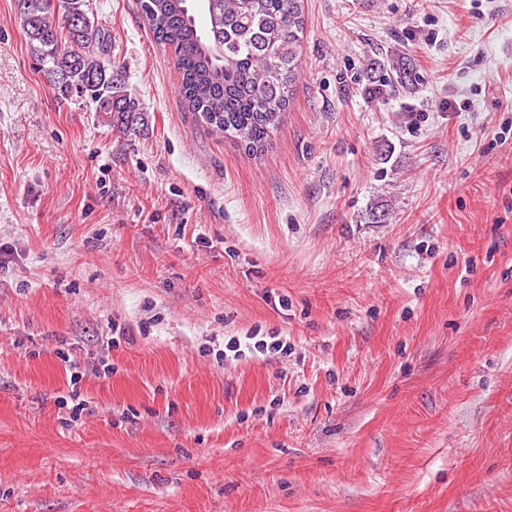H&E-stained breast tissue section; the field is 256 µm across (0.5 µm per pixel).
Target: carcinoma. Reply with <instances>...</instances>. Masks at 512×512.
Masks as SVG:
<instances>
[{
	"mask_svg": "<svg viewBox=\"0 0 512 512\" xmlns=\"http://www.w3.org/2000/svg\"><path fill=\"white\" fill-rule=\"evenodd\" d=\"M198 31L188 0H139L155 42L171 51L185 110L249 156L267 149L293 103L302 69L304 0H202ZM39 70L61 101L79 98L119 131L141 118L139 100L107 58L111 35L87 0H14Z\"/></svg>",
	"mask_w": 512,
	"mask_h": 512,
	"instance_id": "cac0c4a2",
	"label": "carcinoma"
}]
</instances>
